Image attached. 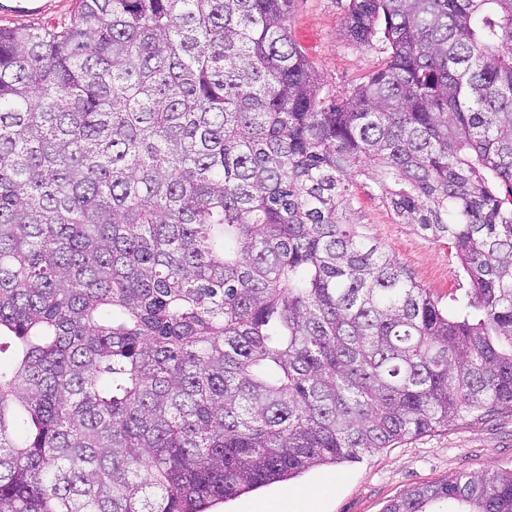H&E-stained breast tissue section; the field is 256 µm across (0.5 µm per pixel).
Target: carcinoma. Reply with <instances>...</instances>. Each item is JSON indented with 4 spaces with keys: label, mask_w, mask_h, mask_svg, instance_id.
Listing matches in <instances>:
<instances>
[{
    "label": "carcinoma",
    "mask_w": 512,
    "mask_h": 512,
    "mask_svg": "<svg viewBox=\"0 0 512 512\" xmlns=\"http://www.w3.org/2000/svg\"><path fill=\"white\" fill-rule=\"evenodd\" d=\"M294 0H79L0 28V512H210L512 407V0H349L330 91ZM452 244L450 314L357 180ZM512 512V469L383 512ZM348 0H295L290 34L329 87L343 92L380 68V50L347 44L343 17Z\"/></svg>",
    "instance_id": "cac0c4a2"
}]
</instances>
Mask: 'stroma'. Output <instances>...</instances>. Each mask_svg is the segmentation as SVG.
I'll return each mask as SVG.
<instances>
[{
    "instance_id": "obj_1",
    "label": "stroma",
    "mask_w": 512,
    "mask_h": 512,
    "mask_svg": "<svg viewBox=\"0 0 512 512\" xmlns=\"http://www.w3.org/2000/svg\"><path fill=\"white\" fill-rule=\"evenodd\" d=\"M348 0H295L290 34L330 88L344 91L380 68L378 50L348 45L343 17ZM18 0H0V27H38L73 13L76 0H47L42 13L17 11ZM357 206L366 232L443 308H454L468 289L454 248L420 236L369 189H359ZM512 468V408L488 417L461 416L448 428L376 450L357 463L321 466L287 482L273 483L219 505L218 512H383L408 490L460 473Z\"/></svg>"
}]
</instances>
